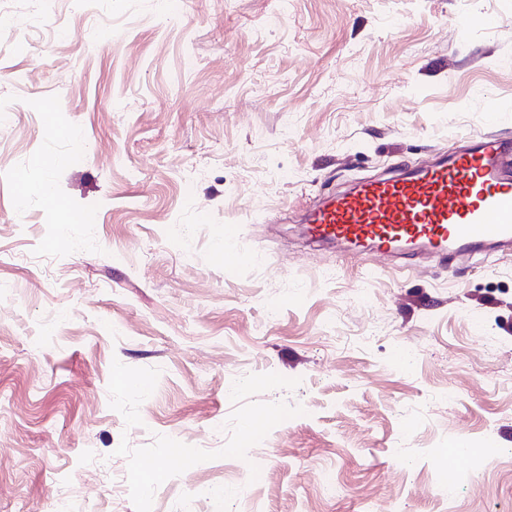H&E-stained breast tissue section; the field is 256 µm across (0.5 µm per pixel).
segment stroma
Returning <instances> with one entry per match:
<instances>
[{
    "mask_svg": "<svg viewBox=\"0 0 512 512\" xmlns=\"http://www.w3.org/2000/svg\"><path fill=\"white\" fill-rule=\"evenodd\" d=\"M174 2L0 0V512H512V250L299 222L512 139V0Z\"/></svg>",
    "mask_w": 512,
    "mask_h": 512,
    "instance_id": "35a3bbf8",
    "label": "stroma"
}]
</instances>
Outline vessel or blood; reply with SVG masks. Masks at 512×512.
I'll use <instances>...</instances> for the list:
<instances>
[{
    "label": "vessel or blood",
    "instance_id": "b4317fda",
    "mask_svg": "<svg viewBox=\"0 0 512 512\" xmlns=\"http://www.w3.org/2000/svg\"><path fill=\"white\" fill-rule=\"evenodd\" d=\"M312 238L364 260L512 245V140L490 131L469 148L358 182L303 218Z\"/></svg>",
    "mask_w": 512,
    "mask_h": 512
}]
</instances>
